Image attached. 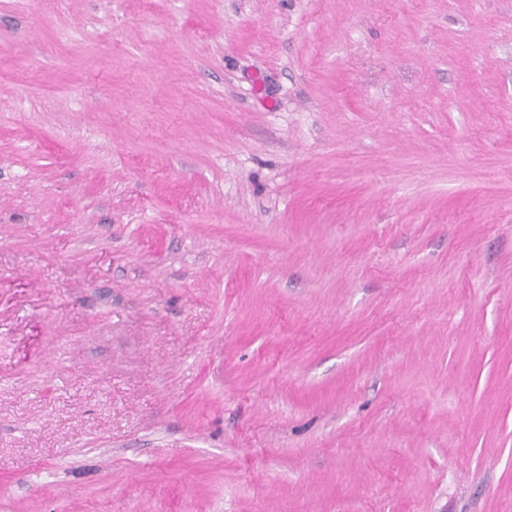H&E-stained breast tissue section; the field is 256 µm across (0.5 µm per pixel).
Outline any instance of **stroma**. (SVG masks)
<instances>
[{
  "instance_id": "1",
  "label": "stroma",
  "mask_w": 512,
  "mask_h": 512,
  "mask_svg": "<svg viewBox=\"0 0 512 512\" xmlns=\"http://www.w3.org/2000/svg\"><path fill=\"white\" fill-rule=\"evenodd\" d=\"M0 512H512V0H0Z\"/></svg>"
}]
</instances>
